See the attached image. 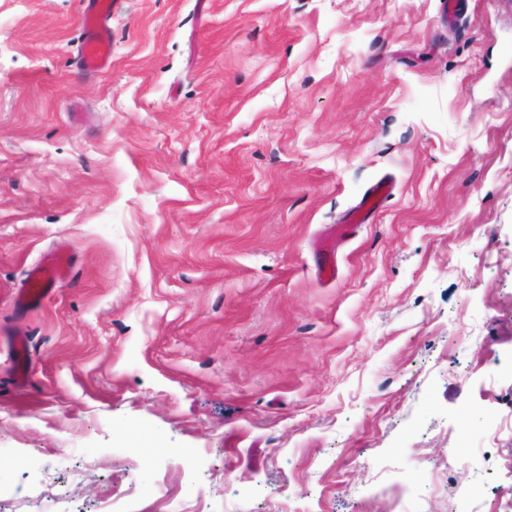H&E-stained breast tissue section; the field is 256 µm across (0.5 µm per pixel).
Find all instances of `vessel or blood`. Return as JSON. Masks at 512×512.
Here are the masks:
<instances>
[{"instance_id": "1", "label": "vessel or blood", "mask_w": 512, "mask_h": 512, "mask_svg": "<svg viewBox=\"0 0 512 512\" xmlns=\"http://www.w3.org/2000/svg\"><path fill=\"white\" fill-rule=\"evenodd\" d=\"M112 4L113 0H81L82 42L79 65L89 74L102 75L112 69ZM392 195L387 182L374 184L359 203L350 219L335 229L329 230L321 240L320 265L322 276L332 278L338 272L336 245L341 238L349 236L357 225L365 223L367 217L382 206ZM69 266V257L63 250L52 252L46 261L36 266L31 281L48 289L54 286Z\"/></svg>"}]
</instances>
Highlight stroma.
Returning a JSON list of instances; mask_svg holds the SVG:
<instances>
[{
	"instance_id": "stroma-1",
	"label": "stroma",
	"mask_w": 512,
	"mask_h": 512,
	"mask_svg": "<svg viewBox=\"0 0 512 512\" xmlns=\"http://www.w3.org/2000/svg\"><path fill=\"white\" fill-rule=\"evenodd\" d=\"M457 2L115 0L92 76L0 0V512L512 505V0ZM392 195L391 186L386 181H378L359 203L350 219L345 224H337L321 240L320 265L318 272L328 278L337 275L336 245L343 237H348L358 224H364L367 217L382 206ZM69 267V257L62 248L52 252L42 265L36 266L31 273L30 282H36L41 285L37 297L32 296L27 289L26 296L38 298L48 292V288L54 286L63 276L65 269Z\"/></svg>"
}]
</instances>
